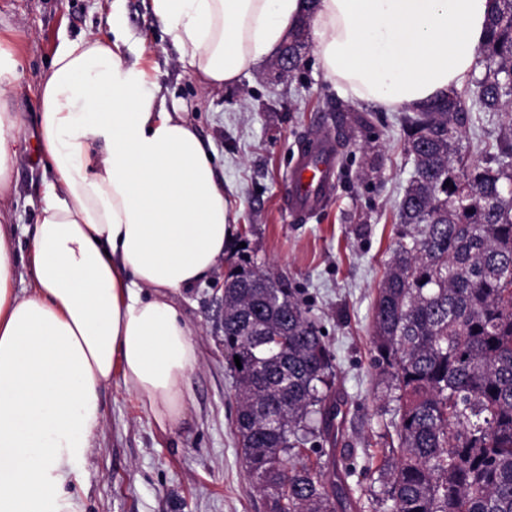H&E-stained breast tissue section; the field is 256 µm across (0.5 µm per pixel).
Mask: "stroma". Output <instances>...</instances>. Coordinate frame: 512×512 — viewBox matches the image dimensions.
Instances as JSON below:
<instances>
[{
    "label": "stroma",
    "instance_id": "1",
    "mask_svg": "<svg viewBox=\"0 0 512 512\" xmlns=\"http://www.w3.org/2000/svg\"><path fill=\"white\" fill-rule=\"evenodd\" d=\"M111 13L112 0H0V35L22 59L12 105L27 120L26 158L13 173L10 230L18 263L27 260L43 199L31 88L61 43L90 31L109 35ZM123 14L124 62L143 66L167 107L187 113L213 144L232 245H245L256 262L287 277L325 329L333 356L329 392L344 405L335 420L337 441L322 442L321 460L327 475L354 487L361 505H369L375 483L346 476L343 467L333 466L332 450L354 449L357 468L371 465L381 413L394 409L384 402L372 367V316L387 263L406 231L397 207L413 160L404 149L401 113L343 97L325 80L311 50L292 76H277L266 62L230 86L204 90L154 21L149 0H124ZM473 90L470 83L461 90L470 120L459 147L482 164L512 117L477 111ZM311 133L336 141L337 178L325 206L294 221L281 202L298 144ZM223 280V271H216L177 298L198 347L180 428L162 431L121 378L102 391L103 431L66 486L80 512H265L234 435V379L224 363V304L216 289Z\"/></svg>",
    "mask_w": 512,
    "mask_h": 512
}]
</instances>
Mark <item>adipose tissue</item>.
I'll return each mask as SVG.
<instances>
[{"label": "adipose tissue", "mask_w": 512, "mask_h": 512, "mask_svg": "<svg viewBox=\"0 0 512 512\" xmlns=\"http://www.w3.org/2000/svg\"><path fill=\"white\" fill-rule=\"evenodd\" d=\"M490 0H150L203 88L276 58L309 23L324 77L345 96L416 112L468 83ZM111 36L61 44L34 89L51 177L28 249L27 287L7 223L27 122L10 108L19 60L0 37V512H77L64 488L104 424L121 376L161 430L187 417L197 363L175 300L230 241L210 142L169 111L158 83Z\"/></svg>", "instance_id": "obj_1"}]
</instances>
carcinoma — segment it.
<instances>
[{
    "mask_svg": "<svg viewBox=\"0 0 512 512\" xmlns=\"http://www.w3.org/2000/svg\"><path fill=\"white\" fill-rule=\"evenodd\" d=\"M289 36L288 73L306 49ZM480 112H512V0H490ZM461 95L404 115L414 172L374 305L379 384L397 442L380 449L373 512H512V127L493 164L459 167ZM242 368H237L234 357ZM332 355L288 281L240 253L224 276V362L241 462L266 512H352L353 489L311 461L335 438Z\"/></svg>",
    "mask_w": 512,
    "mask_h": 512,
    "instance_id": "obj_1",
    "label": "carcinoma"
}]
</instances>
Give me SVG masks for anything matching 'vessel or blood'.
<instances>
[{
    "label": "vessel or blood",
    "mask_w": 512,
    "mask_h": 512,
    "mask_svg": "<svg viewBox=\"0 0 512 512\" xmlns=\"http://www.w3.org/2000/svg\"><path fill=\"white\" fill-rule=\"evenodd\" d=\"M337 144L317 137L304 145L288 177L282 208L293 219L309 217L324 203L336 176Z\"/></svg>",
    "instance_id": "1"
}]
</instances>
